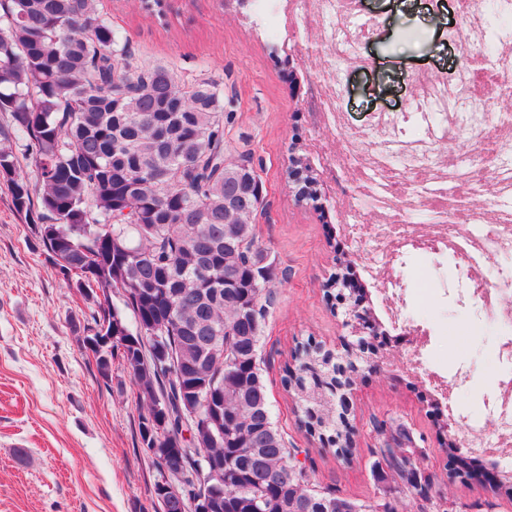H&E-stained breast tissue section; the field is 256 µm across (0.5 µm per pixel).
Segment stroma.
<instances>
[{
	"label": "stroma",
	"mask_w": 512,
	"mask_h": 512,
	"mask_svg": "<svg viewBox=\"0 0 512 512\" xmlns=\"http://www.w3.org/2000/svg\"><path fill=\"white\" fill-rule=\"evenodd\" d=\"M156 19L140 0H98L134 62L168 67L186 83L220 85L224 106V153L249 158L263 184L256 230L274 266V288L265 328L264 380L273 416L287 447L305 450L312 481L368 504L396 499L393 484L375 465L382 440L425 452L424 468L449 488L451 512H512V497L478 484L447 485V457L436 439L438 398L428 383L437 370L455 386L469 426L493 434L489 401L501 378L512 377L502 357L506 333L465 295L472 274L491 282L512 278V262L495 257L479 269L449 254L404 253L388 269L403 293L401 313L424 330L423 371H405V345L360 260L361 246L344 232V215L357 201L333 178L317 153L329 137L309 109V85L322 73L350 88L342 105L353 124L371 113H397L414 137L435 123L432 105L420 103L411 76L426 68L454 72L448 31L451 11L432 0H364L357 15L333 20L335 29L372 24L370 39L337 42L327 55L299 49L284 38L254 0H163ZM502 0H486L488 35L473 54L512 51V28L502 26ZM368 59L367 68L352 59ZM302 153L316 180L317 201L297 203L288 181L289 159ZM347 259L364 309L383 331L382 364L360 372L349 421L356 433L350 459L310 435L294 395L282 382L284 361L299 343L335 348L342 318L330 309L322 284L337 260ZM93 309L65 288L48 254L11 202L0 178V512H158L157 471L138 437L142 407L128 373L112 366V381L99 377L82 344Z\"/></svg>",
	"instance_id": "stroma-1"
}]
</instances>
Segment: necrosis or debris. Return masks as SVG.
Returning <instances> with one entry per match:
<instances>
[{
  "label": "necrosis or debris",
  "mask_w": 512,
  "mask_h": 512,
  "mask_svg": "<svg viewBox=\"0 0 512 512\" xmlns=\"http://www.w3.org/2000/svg\"><path fill=\"white\" fill-rule=\"evenodd\" d=\"M277 13L286 34L295 36L298 45L317 43L332 49L334 35L317 26L320 18L343 13V0H275ZM456 13L465 35L454 46L457 70H464L471 46L484 29L481 0H457ZM412 83L423 100L432 102L444 119L429 129L425 137L401 139L396 133V115L377 112L371 125L354 126L342 108L346 87L314 80L311 106L317 126L336 138V149L324 150L322 159L336 179L349 182L360 205L351 209L346 222L354 239L365 240L361 257L372 279L382 283L389 276L378 260L393 263L399 253L431 243L439 252L464 253L472 262L490 254L512 258V158L502 157L499 143L512 136V123H505L486 112L474 113L469 124H462L456 113L448 111V78L441 72L424 70ZM467 132L468 154L445 157L435 152V144ZM405 158L402 167L393 164ZM470 203L463 221L449 214L447 199ZM370 206L383 221L367 224L361 209ZM429 208L432 220L411 223L418 208ZM499 432L487 437L469 434L466 455L512 464V378L502 382Z\"/></svg>",
  "instance_id": "obj_1"
}]
</instances>
